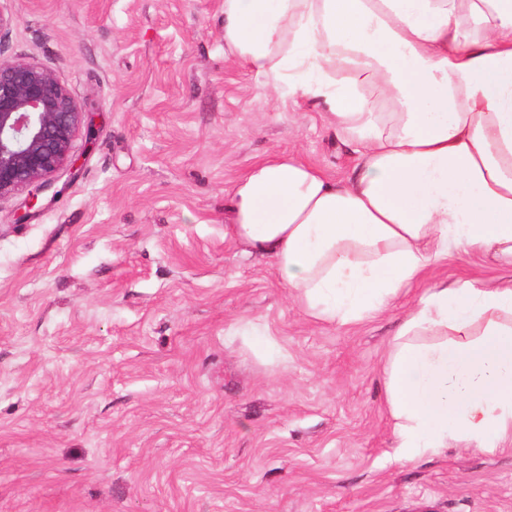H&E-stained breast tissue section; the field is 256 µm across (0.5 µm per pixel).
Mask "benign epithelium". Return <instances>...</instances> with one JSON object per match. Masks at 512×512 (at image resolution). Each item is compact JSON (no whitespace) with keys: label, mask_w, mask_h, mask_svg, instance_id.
<instances>
[{"label":"benign epithelium","mask_w":512,"mask_h":512,"mask_svg":"<svg viewBox=\"0 0 512 512\" xmlns=\"http://www.w3.org/2000/svg\"><path fill=\"white\" fill-rule=\"evenodd\" d=\"M83 112L48 69L0 60V201L26 193L23 221L77 162L72 141Z\"/></svg>","instance_id":"obj_1"}]
</instances>
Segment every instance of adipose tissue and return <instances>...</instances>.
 <instances>
[{
  "label": "adipose tissue",
  "instance_id": "ef3b65f1",
  "mask_svg": "<svg viewBox=\"0 0 512 512\" xmlns=\"http://www.w3.org/2000/svg\"><path fill=\"white\" fill-rule=\"evenodd\" d=\"M224 54L318 102L359 163L294 151L231 186V239L339 326L384 313L451 253L512 265V0H224ZM403 463L512 449V280H435L383 365Z\"/></svg>",
  "mask_w": 512,
  "mask_h": 512
}]
</instances>
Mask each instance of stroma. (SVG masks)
Here are the masks:
<instances>
[{"instance_id": "35a3bbf8", "label": "stroma", "mask_w": 512, "mask_h": 512, "mask_svg": "<svg viewBox=\"0 0 512 512\" xmlns=\"http://www.w3.org/2000/svg\"><path fill=\"white\" fill-rule=\"evenodd\" d=\"M0 60L86 112L79 167L0 202V512H512V452L399 464L382 362L407 299L338 326L224 236L232 183L298 150L344 179L319 107L224 59V0H0ZM512 278L450 254L430 281ZM251 325L271 338L268 355Z\"/></svg>"}]
</instances>
